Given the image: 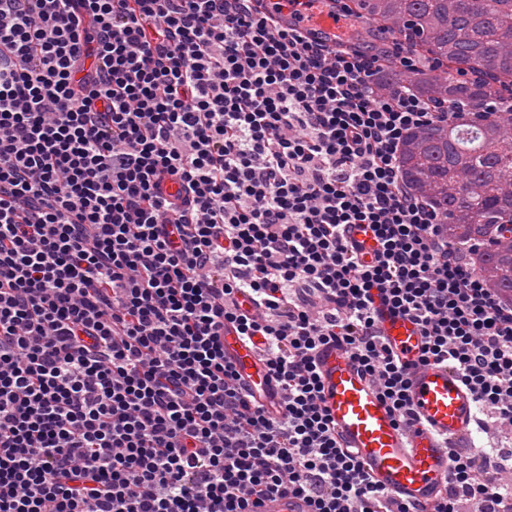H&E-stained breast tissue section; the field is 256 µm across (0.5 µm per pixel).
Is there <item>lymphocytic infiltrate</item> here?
<instances>
[{
  "label": "lymphocytic infiltrate",
  "mask_w": 512,
  "mask_h": 512,
  "mask_svg": "<svg viewBox=\"0 0 512 512\" xmlns=\"http://www.w3.org/2000/svg\"><path fill=\"white\" fill-rule=\"evenodd\" d=\"M252 2L0 0V512H411L320 404L334 342L414 426L378 300L512 430V303L403 184L405 136L448 118L383 85L419 58ZM228 322L263 345L278 414L225 358ZM468 502L512 512V443L452 455L418 512ZM257 510L259 512H309L311 507L303 497L285 496L266 499Z\"/></svg>",
  "instance_id": "1"
}]
</instances>
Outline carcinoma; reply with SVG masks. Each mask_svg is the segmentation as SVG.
Listing matches in <instances>:
<instances>
[{
    "mask_svg": "<svg viewBox=\"0 0 512 512\" xmlns=\"http://www.w3.org/2000/svg\"><path fill=\"white\" fill-rule=\"evenodd\" d=\"M354 0V42L376 45L401 15L412 33L405 46L443 64L401 73L388 65L391 84L409 83L455 117L408 133L400 164L406 187L447 218L448 241L483 244L474 263L483 281L512 301V0ZM478 148L481 154L471 150ZM459 185L462 193L432 199L426 186Z\"/></svg>",
    "mask_w": 512,
    "mask_h": 512,
    "instance_id": "1",
    "label": "carcinoma"
}]
</instances>
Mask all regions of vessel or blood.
<instances>
[{"instance_id":"vessel-or-blood-1","label":"vessel or blood","mask_w":512,"mask_h":512,"mask_svg":"<svg viewBox=\"0 0 512 512\" xmlns=\"http://www.w3.org/2000/svg\"><path fill=\"white\" fill-rule=\"evenodd\" d=\"M279 2L258 0L257 8L281 24H297L303 33L329 45L348 44L353 20L337 10L334 0H290L284 8ZM380 320L387 344L410 374L408 397L417 424L404 429L351 353L333 343L323 346L317 356L321 406L340 432L343 448L374 485L398 501L419 504L436 496L448 478L453 446L468 441L474 431L476 397L448 363H421L422 336L413 321L387 310L381 311ZM224 354L256 387L257 402L268 405L267 393L275 382L259 351L228 326ZM259 512H310V505L297 496L274 497L263 501Z\"/></svg>"}]
</instances>
